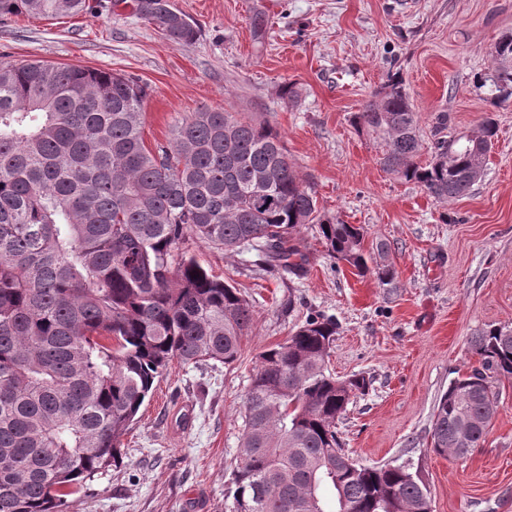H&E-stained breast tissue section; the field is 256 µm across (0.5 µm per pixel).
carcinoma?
Returning <instances> with one entry per match:
<instances>
[{
    "instance_id": "obj_1",
    "label": "carcinoma",
    "mask_w": 512,
    "mask_h": 512,
    "mask_svg": "<svg viewBox=\"0 0 512 512\" xmlns=\"http://www.w3.org/2000/svg\"><path fill=\"white\" fill-rule=\"evenodd\" d=\"M167 40L198 30L168 0H131ZM86 0H0V17L77 16ZM476 81L493 106L512 99V36ZM148 86L131 75L31 61L0 64V512H67L69 497L122 462V438L177 362L232 365L253 327L249 302L186 246L255 255L301 276L296 230L318 225L327 254L382 286L388 246L364 253V228L319 212L267 121L222 107L143 138ZM379 134L383 169L436 202L468 194L497 135L436 138L431 160L402 79L357 113ZM336 323L309 315L258 354L244 398L229 512H432L407 462L351 466L336 422L369 382L327 370ZM476 365L436 405L431 448L463 457L497 412L495 382L512 378V326L470 338Z\"/></svg>"
}]
</instances>
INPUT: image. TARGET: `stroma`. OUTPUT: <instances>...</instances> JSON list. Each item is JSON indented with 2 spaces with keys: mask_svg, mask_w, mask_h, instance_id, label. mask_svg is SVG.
I'll return each mask as SVG.
<instances>
[{
  "mask_svg": "<svg viewBox=\"0 0 512 512\" xmlns=\"http://www.w3.org/2000/svg\"><path fill=\"white\" fill-rule=\"evenodd\" d=\"M199 27L178 45L111 0L75 17L0 18V62L40 60L123 73L149 87L147 144L175 121L224 107L269 121L321 213L385 240L392 285L329 257L315 225L297 238L306 274L267 272L248 252L194 251L240 290L254 325L233 366L173 364L123 438V463L88 482L69 512H225L243 401L256 357L285 342L308 313L334 318L333 376H369L339 420L362 465L411 461L433 512H512V378L485 439L463 458L430 447L433 413L451 379L470 370L468 339L512 325V100L492 106L476 76L512 34V0H170ZM399 74L424 139L440 113L448 135L484 116L498 138L468 195L436 203L384 171L383 143L354 117ZM294 83L299 102L280 89Z\"/></svg>",
  "mask_w": 512,
  "mask_h": 512,
  "instance_id": "obj_1",
  "label": "stroma"
}]
</instances>
